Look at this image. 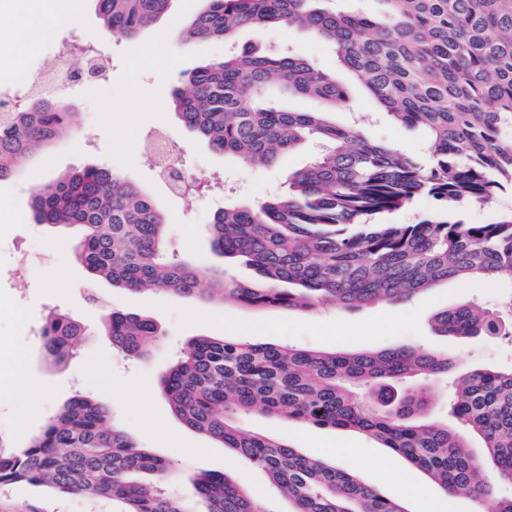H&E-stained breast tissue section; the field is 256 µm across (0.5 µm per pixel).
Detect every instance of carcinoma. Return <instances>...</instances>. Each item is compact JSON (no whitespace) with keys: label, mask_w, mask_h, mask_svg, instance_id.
Masks as SVG:
<instances>
[{"label":"carcinoma","mask_w":512,"mask_h":512,"mask_svg":"<svg viewBox=\"0 0 512 512\" xmlns=\"http://www.w3.org/2000/svg\"><path fill=\"white\" fill-rule=\"evenodd\" d=\"M103 28L135 36L175 0H95ZM182 29L188 41L235 39L243 28L297 27L336 47L388 118L424 133L412 158L368 139L332 115L350 107L336 75L290 50H233L184 73L170 108L214 151L269 165L285 150L316 141L321 152L288 177V191L228 205L209 224L212 250L241 258L262 285L249 287L169 255L167 220L119 173L85 167L39 187L31 209L40 224L78 230L74 257L95 281L132 291L246 307L312 312L403 302L448 280L512 279V217L468 224L456 208L487 203L512 187V0H377L373 17L336 0H206ZM315 100L317 110L284 108L272 90ZM75 113L49 98L0 113V180L67 137ZM425 191L439 213L418 224H365ZM444 336L512 337V299L494 311L469 302L437 312ZM100 333L131 359H144L160 332L148 317L108 311ZM88 330L52 312L42 327L44 358L77 354ZM448 357L413 346L377 352L305 350L207 336L186 342L161 379L171 411L190 428L250 460L293 505L291 512H407L403 503L324 460L238 424L243 414L350 429L424 471L444 492L512 512L493 481L512 480V369L475 368L455 382L459 428L427 417L430 402L413 382L446 375ZM482 442L476 456L467 437ZM170 464L135 444L114 417L78 393L29 444L0 439V485L110 500L120 512H269L228 474H192V495L168 490Z\"/></svg>","instance_id":"1"}]
</instances>
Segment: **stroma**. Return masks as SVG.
<instances>
[{
	"label": "stroma",
	"instance_id": "stroma-1",
	"mask_svg": "<svg viewBox=\"0 0 512 512\" xmlns=\"http://www.w3.org/2000/svg\"><path fill=\"white\" fill-rule=\"evenodd\" d=\"M78 3L81 24L61 21L55 40L29 56V66L37 71L54 61L65 76L86 71L92 52L103 72L69 86L65 100L76 114L71 136L27 163L13 178L0 181V379L9 380L19 367L40 388L38 408L25 418L20 415L24 392H0L1 440L17 448L26 446L46 419L80 392L113 410L117 424L138 446L170 462L177 473L169 485L171 492L187 493L186 473L229 472L265 500L269 488L264 473L184 425L159 389L161 374L191 337L244 339L307 350L420 346L447 354L455 376L476 367L512 368V343L505 337L440 336L432 327V317L440 310L473 299L489 302L512 295V280L444 282L403 303L359 308L327 304L313 313L191 301L163 292L130 293L105 281L89 284L86 271L71 256L72 236L35 223L31 214L32 193L57 175L87 166L119 172L142 187L167 215L170 243L179 257L204 269L225 267L237 281L252 286L259 282L253 269L212 253L208 238L212 217L225 200L255 203L285 190L289 174L304 167L316 147L308 142L283 153L271 166L256 167L213 151L181 125L168 106L172 91L180 87L184 72L224 56L223 41L188 42L181 35L183 25L202 9V0H177L170 16L135 38L104 31L94 0ZM237 40L269 50L290 46L316 66L338 72L353 98L354 111L335 113L336 122L348 123L354 112L378 109L365 89L340 70L335 48L307 32L252 29L240 32ZM158 129L167 131L187 167L203 173L200 191L180 196L159 178L142 150L144 135ZM21 251L43 253L49 260L24 269L16 264ZM97 297L107 308L152 318L161 333L159 344L146 359L134 361L114 350L105 337L90 335L65 365L46 363L40 330L47 314L67 312L94 327L99 319L93 303ZM21 348L30 353L22 364L15 357ZM240 423L321 459L329 446L345 441L348 448L336 458V466L388 496L402 498L408 512H428L431 500L441 495L423 472L362 434L261 416L244 417ZM391 472L409 473L414 491L402 493L400 486L387 481ZM0 512H118V507L106 500L10 485L0 486Z\"/></svg>",
	"mask_w": 512,
	"mask_h": 512
}]
</instances>
